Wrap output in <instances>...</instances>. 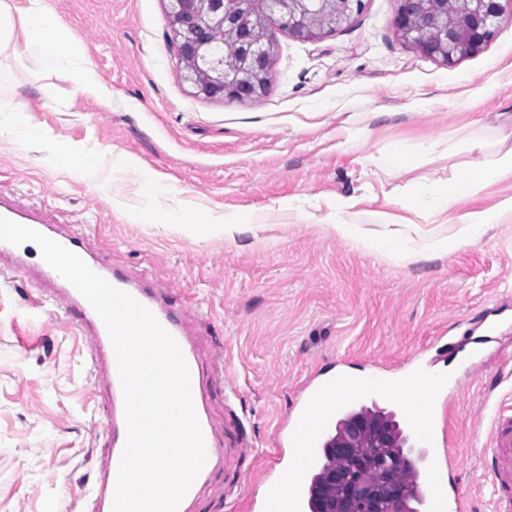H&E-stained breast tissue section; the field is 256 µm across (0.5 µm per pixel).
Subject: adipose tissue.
<instances>
[{
  "label": "adipose tissue",
  "mask_w": 512,
  "mask_h": 512,
  "mask_svg": "<svg viewBox=\"0 0 512 512\" xmlns=\"http://www.w3.org/2000/svg\"><path fill=\"white\" fill-rule=\"evenodd\" d=\"M15 49L33 69L42 72H61L75 80L86 96L102 100L108 91L97 72L89 65L83 47L72 40L68 29L49 8L47 0H26L21 9H14L11 0H0V49ZM512 177V148L504 151L493 165H477L460 179L447 186L426 190L415 195V202L430 210L447 215L458 231L450 237L437 238L423 244H413L396 231L374 236L358 233L355 226L343 221L333 229L337 235L355 239L362 249L381 254L387 260H419L428 253L448 254L460 243H477L484 228L499 223L504 215H512V197L491 209L459 212L464 197L477 193L483 187ZM148 223L184 232L203 239L215 233L233 237L240 223L225 225L204 221L182 210H168L149 214Z\"/></svg>",
  "instance_id": "ef3b65f1"
}]
</instances>
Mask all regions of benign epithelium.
Returning <instances> with one entry per match:
<instances>
[{"instance_id":"1","label":"benign epithelium","mask_w":512,"mask_h":512,"mask_svg":"<svg viewBox=\"0 0 512 512\" xmlns=\"http://www.w3.org/2000/svg\"><path fill=\"white\" fill-rule=\"evenodd\" d=\"M169 17L185 79L210 98L241 100L267 93L271 84L272 47L263 30L247 25L251 12L265 16L299 39L314 40L347 25L363 9V0H237L239 11L224 8V0H168ZM512 19V0H401L395 26L405 43L446 64L478 54L492 38L497 22ZM224 28V39L236 46L231 57L214 59L208 53L210 35ZM372 434L376 448L387 449L377 461L366 448H330L343 461L327 472V483L343 489L329 512H381L382 503L409 512L402 499L403 477L411 462L393 447L390 430L365 421L348 427L359 438Z\"/></svg>"}]
</instances>
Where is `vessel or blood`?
Segmentation results:
<instances>
[{"label": "vessel or blood", "mask_w": 512, "mask_h": 512, "mask_svg": "<svg viewBox=\"0 0 512 512\" xmlns=\"http://www.w3.org/2000/svg\"><path fill=\"white\" fill-rule=\"evenodd\" d=\"M0 217L30 227L79 255L86 264L113 287L129 294L146 307L178 343L190 372L191 393L203 433L206 463L179 504L178 512H194L200 488L211 474L224 467L226 455L212 423L209 394L201 377L199 339L175 309L169 293L146 284L142 276L110 264L92 251L89 240L69 225L48 223L0 200ZM20 247L0 241V274L26 270ZM36 277L42 288L34 301L42 308L49 303L62 304L75 316L90 345L89 360L96 372V388L106 411L107 450L98 465L90 490L92 512H112L118 466L125 446L127 428L125 400L114 348L108 331L87 300L48 264H41ZM346 375L309 382L301 391L288 417V445L294 453L290 465L272 483L269 497L257 505L258 512H308L307 483L321 456V446L328 425L344 408L337 391L342 390ZM444 379L417 368L386 378L371 380L367 391L377 397L397 401L410 432L413 447L421 451L426 464L421 504L424 512H462L463 501L456 488L455 475H442L441 460L435 452L439 414L435 404L445 390ZM312 422L308 435H300L303 422ZM481 457L492 478L495 512H512V412L500 410L493 421L481 429ZM291 491H284V484Z\"/></svg>", "instance_id": "b4317fda"}]
</instances>
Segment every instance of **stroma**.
I'll list each match as a JSON object with an SVG mask.
<instances>
[{
	"label": "stroma",
	"instance_id": "obj_1",
	"mask_svg": "<svg viewBox=\"0 0 512 512\" xmlns=\"http://www.w3.org/2000/svg\"><path fill=\"white\" fill-rule=\"evenodd\" d=\"M48 3L112 100L1 52L17 79L0 106L25 102L48 137L29 147L0 135V190L64 216L150 285L177 288L183 312L196 315L203 368L224 365L255 449L240 485L216 473L198 512H249L261 499L286 464L279 427L311 374L388 375L429 357L456 389L438 404V434L459 461V492L471 512H493L474 429L512 403V217L478 243L419 262L365 252L331 225L333 202L349 200L346 221L377 235L396 229L416 242L454 232L408 200L512 147V21L451 64L402 41L400 0H364L347 26L316 41L268 26L270 91L228 101L185 81L168 0ZM393 144L412 151L410 164L383 165ZM62 148L93 152L94 173L58 168ZM152 179L165 192H149ZM173 209L259 221L231 242L144 221ZM37 285L0 278V512H86L105 413L94 404L87 339L60 308H31ZM488 321L496 341L477 367L436 356V337Z\"/></svg>",
	"mask_w": 512,
	"mask_h": 512
}]
</instances>
